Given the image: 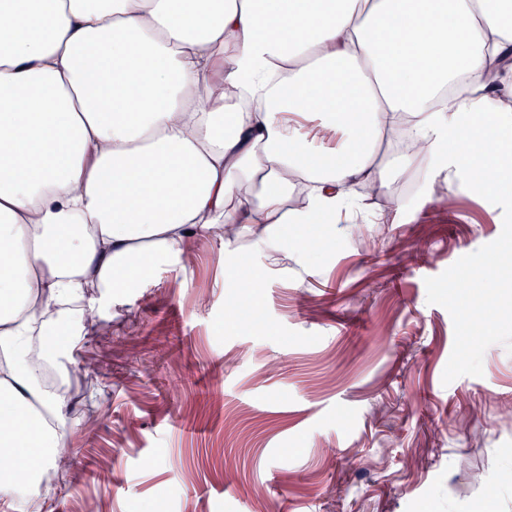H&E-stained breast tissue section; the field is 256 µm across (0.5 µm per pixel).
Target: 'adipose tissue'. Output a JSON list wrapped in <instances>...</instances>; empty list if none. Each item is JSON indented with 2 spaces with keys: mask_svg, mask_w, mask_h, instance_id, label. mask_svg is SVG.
I'll return each instance as SVG.
<instances>
[{
  "mask_svg": "<svg viewBox=\"0 0 512 512\" xmlns=\"http://www.w3.org/2000/svg\"><path fill=\"white\" fill-rule=\"evenodd\" d=\"M511 123L512 0H0V507L50 512L43 372L159 258L329 240L442 161L511 193Z\"/></svg>",
  "mask_w": 512,
  "mask_h": 512,
  "instance_id": "adipose-tissue-1",
  "label": "adipose tissue"
}]
</instances>
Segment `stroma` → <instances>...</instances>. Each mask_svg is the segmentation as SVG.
Masks as SVG:
<instances>
[{"label":"stroma","mask_w":512,"mask_h":512,"mask_svg":"<svg viewBox=\"0 0 512 512\" xmlns=\"http://www.w3.org/2000/svg\"><path fill=\"white\" fill-rule=\"evenodd\" d=\"M403 194L379 224L361 190L314 260L197 237L113 296L66 362L53 512H512V279L472 281L512 255V195L452 168Z\"/></svg>","instance_id":"35a3bbf8"}]
</instances>
